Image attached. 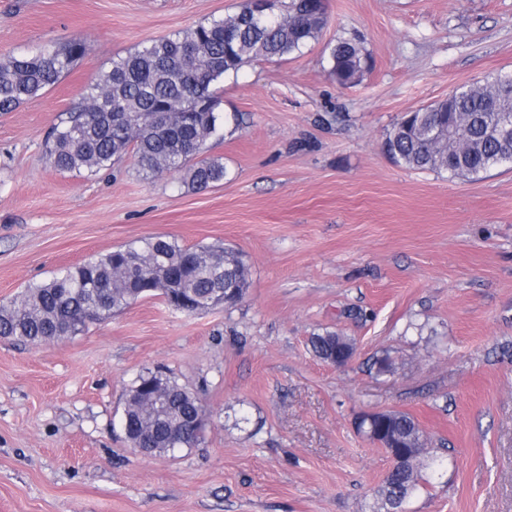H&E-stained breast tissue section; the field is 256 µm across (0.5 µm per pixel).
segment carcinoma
<instances>
[{"instance_id":"cac0c4a2","label":"carcinoma","mask_w":512,"mask_h":512,"mask_svg":"<svg viewBox=\"0 0 512 512\" xmlns=\"http://www.w3.org/2000/svg\"><path fill=\"white\" fill-rule=\"evenodd\" d=\"M278 11L264 20L246 22L252 0L233 15L213 17L172 36L151 40L112 60L111 69L89 86L67 120L52 129L45 152L63 172L106 169L131 152L145 175L183 171L188 186L202 190L224 180V163L196 160L218 130L219 99L215 85L256 60L282 59L318 39L328 21L323 0H277ZM88 52L85 39L49 41L36 49L0 59V113L13 112L40 96L65 76ZM330 76L351 87L370 69L362 44L340 39L330 47ZM512 102V76L497 73L448 99L406 113L387 132L385 152L412 170L446 171L477 176L494 167L492 157L512 154V139L499 140L490 130L501 108ZM461 131L466 147L448 146V128ZM181 292L202 311L228 289L224 304L239 302L247 286V268L230 247H183L161 236L147 237L85 261L52 280L25 288L0 304V337L31 345L76 336L88 325L131 306L145 281L164 300ZM346 338L327 332L312 337L315 354L336 358ZM167 396L144 393L130 413L141 444L170 454V431L184 435L191 448L201 431H184L183 421L200 417L197 396L163 375ZM388 428L406 440L405 458L393 463L384 478L387 512H405L410 496L424 481L420 457L423 434L407 413L384 412Z\"/></svg>"}]
</instances>
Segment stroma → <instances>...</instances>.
I'll use <instances>...</instances> for the list:
<instances>
[{"mask_svg": "<svg viewBox=\"0 0 512 512\" xmlns=\"http://www.w3.org/2000/svg\"><path fill=\"white\" fill-rule=\"evenodd\" d=\"M243 0H0V56L80 36L59 83L0 113V302L144 237L224 245L249 267L235 306L188 315L147 295L76 336L0 337V512H385L384 448L355 426L410 414L423 488L407 512H512V166L451 178L382 148L404 113L512 72V0H327L317 41L220 83L188 189L133 155L59 172L51 128L114 56L239 11ZM355 39L363 80L329 76ZM354 353L321 360L312 336ZM388 358V370L378 359ZM160 369L206 412L195 447L144 456L123 438L127 388ZM330 76L340 86L351 87L370 69L369 56L362 44L351 39L337 40L330 47Z\"/></svg>", "mask_w": 512, "mask_h": 512, "instance_id": "1", "label": "stroma"}]
</instances>
